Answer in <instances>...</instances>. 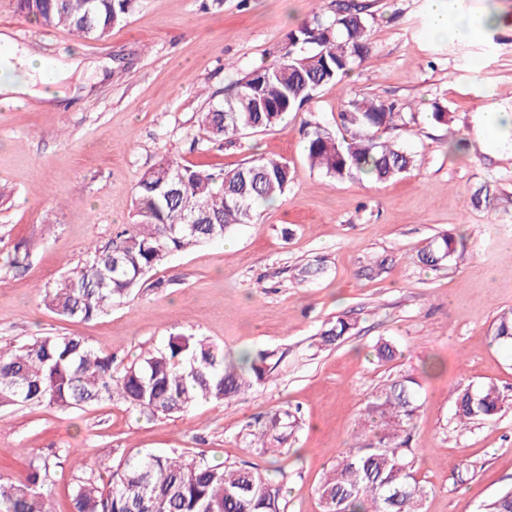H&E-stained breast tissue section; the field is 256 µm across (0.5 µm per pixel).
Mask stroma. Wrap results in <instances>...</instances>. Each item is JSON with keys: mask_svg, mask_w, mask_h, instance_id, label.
Segmentation results:
<instances>
[{"mask_svg": "<svg viewBox=\"0 0 512 512\" xmlns=\"http://www.w3.org/2000/svg\"><path fill=\"white\" fill-rule=\"evenodd\" d=\"M339 2L139 0L103 39L80 41L0 0L1 35L48 59L79 50L91 86L62 109L0 104V347L69 333L120 368L186 332L278 358L264 384L180 417L149 420L118 398L1 411L0 477L61 448L109 466L130 452L175 449L254 466L281 486L286 512H323L317 487L353 444L368 398L410 370L422 383L409 446L429 491L424 512H482L512 487V348L490 333L512 309V128L493 119L512 109V0H455L441 39L430 34L433 0H356L370 50L307 110L333 129L349 100L394 105L402 121L385 137L415 158L395 179L336 181L311 168L299 114L216 143L199 127L200 112L222 103L232 81L277 60L291 29L334 15ZM438 108L447 122L433 120ZM456 138L465 141L458 153L449 149ZM259 155L288 161L293 180L260 206L257 223L169 257L92 321L64 320L41 304L40 286L130 223L133 187L161 157L217 170ZM445 234L456 252L424 264L422 250ZM316 259L324 273L297 283ZM343 314L356 324L351 336L319 346L323 325ZM383 340L396 360L374 358ZM487 383L502 412L456 427V388ZM280 408L300 416L287 450L250 447V429Z\"/></svg>", "mask_w": 512, "mask_h": 512, "instance_id": "35a3bbf8", "label": "stroma"}]
</instances>
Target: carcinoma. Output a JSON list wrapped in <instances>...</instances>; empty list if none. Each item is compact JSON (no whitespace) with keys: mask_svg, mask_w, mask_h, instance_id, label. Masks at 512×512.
<instances>
[{"mask_svg":"<svg viewBox=\"0 0 512 512\" xmlns=\"http://www.w3.org/2000/svg\"><path fill=\"white\" fill-rule=\"evenodd\" d=\"M134 8L135 0H16L19 14L83 40L103 38ZM287 40L278 60L236 81L222 104L200 114L209 140L276 127L300 112L318 88L341 83L369 51L368 28L355 4L314 18ZM396 117L393 107L362 99L348 101L336 132L305 122L310 166L334 180L366 176L380 182L406 172L413 157L382 139ZM291 179L288 162L272 158L219 171L163 158L135 186L134 223L82 265L45 284L39 297L66 320L91 321L124 303L168 257L256 223L257 206L282 196ZM455 251L454 238L444 235L423 250L422 262L436 266ZM353 329L354 323L338 316L320 333L321 342L338 344ZM492 338L512 344V310L497 316ZM273 356L260 351L232 358L220 344L177 333L119 370L112 354L95 350L84 337L48 333L0 349V410L21 404L80 409L117 395L148 419L184 414L201 402L222 404L264 383ZM419 389L416 377L404 372L372 393L356 443L336 458L318 486L324 512H421L428 490L413 475L408 448ZM502 409L492 384L456 392L454 417L461 426L492 419ZM298 426L296 414L277 410L255 434L256 447L279 453ZM70 454L64 448L37 456L25 475L0 481V512H53L48 486ZM83 465L88 477L72 487V512H285L281 487L255 467L214 464L176 450L128 454L106 468L105 478L95 477L97 462ZM482 512H512V490Z\"/></svg>","mask_w":512,"mask_h":512,"instance_id":"carcinoma-1","label":"carcinoma"}]
</instances>
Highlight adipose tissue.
<instances>
[{
    "label": "adipose tissue",
    "mask_w": 512,
    "mask_h": 512,
    "mask_svg": "<svg viewBox=\"0 0 512 512\" xmlns=\"http://www.w3.org/2000/svg\"><path fill=\"white\" fill-rule=\"evenodd\" d=\"M82 65V58L77 56L57 62L32 54L18 45L5 44L0 49V102L21 103L35 99L65 106L71 96L60 90L58 84Z\"/></svg>",
    "instance_id": "adipose-tissue-1"
}]
</instances>
